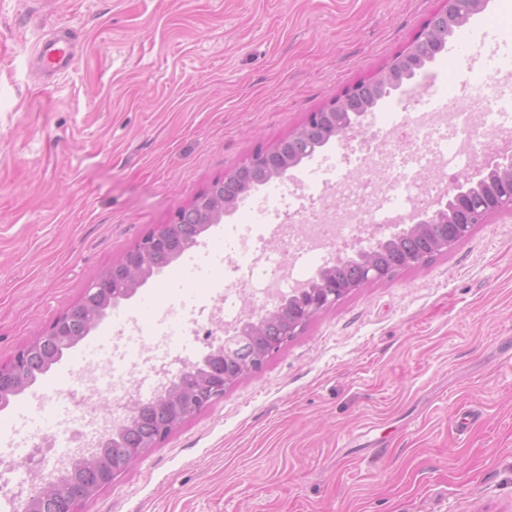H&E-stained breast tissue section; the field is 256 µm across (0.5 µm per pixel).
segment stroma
Returning a JSON list of instances; mask_svg holds the SVG:
<instances>
[{
	"instance_id": "1",
	"label": "stroma",
	"mask_w": 512,
	"mask_h": 512,
	"mask_svg": "<svg viewBox=\"0 0 512 512\" xmlns=\"http://www.w3.org/2000/svg\"><path fill=\"white\" fill-rule=\"evenodd\" d=\"M438 0H0V363L224 173L374 75ZM73 31L42 84L31 52ZM512 59V0H489L364 120L421 82L465 86ZM206 232L141 288L142 321L193 302L236 313ZM512 215L346 295L264 368L176 427L78 512H512ZM24 476L51 466L29 410ZM475 419L458 429L459 416Z\"/></svg>"
}]
</instances>
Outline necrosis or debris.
Wrapping results in <instances>:
<instances>
[{"mask_svg":"<svg viewBox=\"0 0 512 512\" xmlns=\"http://www.w3.org/2000/svg\"><path fill=\"white\" fill-rule=\"evenodd\" d=\"M511 91V69L490 74L476 91L457 92L446 110L412 109L409 135L384 133L363 156V169L355 175L329 174L319 184L299 181L297 203L282 207V221L270 236L258 237L250 247L226 235L224 259L231 262L233 275L225 281V294L241 298L258 284L265 297L274 298L298 280L292 253L328 257L333 250L368 238L378 224L392 223L430 202L447 189V169L463 172L478 162L491 142L512 143V126L499 115L500 101ZM328 190L335 196L331 205L324 198ZM176 315L173 307L158 309L152 332L134 325L126 329L123 342L113 343L114 363L84 364L63 386L35 396L36 412L64 407L80 424L67 451L56 455V465L65 464L73 450L95 447L99 436L123 417L128 403L139 395L140 373H148L158 384L170 379L163 359L153 352L168 344ZM104 396L111 403L106 411L97 406Z\"/></svg>","mask_w":512,"mask_h":512,"instance_id":"4bbe7bcc","label":"necrosis or debris"}]
</instances>
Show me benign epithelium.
Segmentation results:
<instances>
[{"label": "benign epithelium", "instance_id": "1", "mask_svg": "<svg viewBox=\"0 0 512 512\" xmlns=\"http://www.w3.org/2000/svg\"><path fill=\"white\" fill-rule=\"evenodd\" d=\"M461 0H439V7L433 14L431 22L439 21L444 24H454L459 21L457 8ZM416 44H410L402 53L393 57L391 62L375 76V80L391 83L395 89L401 85L396 80L399 72H405L404 78L409 79L421 70L416 54ZM346 99L342 98L321 112L315 113L316 121L338 126V138H346L349 134L362 128L365 112L341 113ZM280 147L276 146L257 158H251L248 165L256 163L266 167L267 181H275L285 177L293 178L292 171L296 168L293 163H282L277 154ZM497 173L502 181L489 189L491 203L490 212L471 217L469 211L477 194L480 193L487 178ZM204 206L206 220L210 224H219L224 216L231 214L237 207L234 200L209 196L199 199ZM512 212V147L490 148L485 152L483 160L473 169V172L452 182L448 192L431 201L430 204L415 208L411 211L410 219L392 226L393 232L383 238L371 237L365 240V245L354 250L353 255H338L333 262L320 267L311 277L318 281V289L311 293L302 310L288 322V335H297L318 313L336 305L340 298L364 285L385 281L394 277L395 271L380 266L374 258L375 251L387 243L409 234H420L433 224L449 226V231L440 234L433 240L432 249L435 252L446 253L460 241L468 237L472 228L483 222L489 214ZM170 241L164 232V227L145 236L141 243L134 246L140 255L136 264L123 261L116 263L104 274L95 279L86 289L83 302L85 304V320L87 330L94 329L108 314L119 306L121 301L135 296L148 279L156 274L157 267L151 263L152 252L165 249ZM357 264L362 269L361 282L356 284H336L334 279L335 267L344 264ZM121 274L126 282L123 292L106 288V282L115 274ZM311 284L306 282L296 289H291L280 301L270 308L261 311H250L240 318L233 338L242 339L246 336L258 335L266 320L279 316L281 306L293 296H302ZM81 337L68 335V319L63 316L53 322L45 334L34 337L24 348L16 352L11 360L0 364V409L9 406L11 401L24 394L32 383L24 374L27 360L44 351L49 342L57 344L56 353L51 364L58 363L64 351L74 347ZM230 337L225 336L209 346V351L198 361L186 366L178 375L171 378L157 389L154 400L174 410L182 420L197 414V408L191 402L196 387L205 383L211 389L215 399L224 397V391L230 381L224 377V353L227 352ZM140 401L133 400L126 407V414L115 426L111 427L98 440L96 448L81 455L78 460L83 463L81 472L71 479L69 496L54 504L53 509H44L43 500L50 497L56 485L57 477L39 478L36 491L24 501L21 512H77V505L94 497L101 490L111 487L116 479L141 460L152 448L145 444L137 448L126 449L123 459L118 466L100 461L99 449L112 445V439L117 437L120 429L130 424L136 417Z\"/></svg>", "mask_w": 512, "mask_h": 512}]
</instances>
